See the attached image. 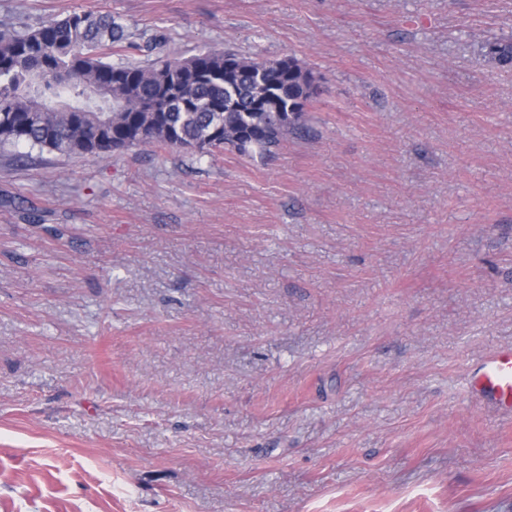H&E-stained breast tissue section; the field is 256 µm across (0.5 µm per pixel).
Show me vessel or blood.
Listing matches in <instances>:
<instances>
[{
	"mask_svg": "<svg viewBox=\"0 0 512 512\" xmlns=\"http://www.w3.org/2000/svg\"><path fill=\"white\" fill-rule=\"evenodd\" d=\"M473 401L512 418V347H505L469 373Z\"/></svg>",
	"mask_w": 512,
	"mask_h": 512,
	"instance_id": "vessel-or-blood-1",
	"label": "vessel or blood"
}]
</instances>
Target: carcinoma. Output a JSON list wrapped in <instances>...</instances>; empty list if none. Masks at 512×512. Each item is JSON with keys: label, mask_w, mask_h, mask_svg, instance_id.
<instances>
[{"label": "carcinoma", "mask_w": 512, "mask_h": 512, "mask_svg": "<svg viewBox=\"0 0 512 512\" xmlns=\"http://www.w3.org/2000/svg\"><path fill=\"white\" fill-rule=\"evenodd\" d=\"M140 44L110 13L72 12L23 33L0 28V149L26 144L71 158L150 145L186 153L244 136L246 157H271L302 125L316 77L295 58L202 49L142 65ZM114 51L126 54L109 61Z\"/></svg>", "instance_id": "cac0c4a2"}]
</instances>
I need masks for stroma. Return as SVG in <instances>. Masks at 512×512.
<instances>
[{"label":"stroma","mask_w":512,"mask_h":512,"mask_svg":"<svg viewBox=\"0 0 512 512\" xmlns=\"http://www.w3.org/2000/svg\"><path fill=\"white\" fill-rule=\"evenodd\" d=\"M319 80L271 159L0 154V512H512V0H0ZM473 401L512 418V347H505L469 372Z\"/></svg>","instance_id":"35a3bbf8"}]
</instances>
